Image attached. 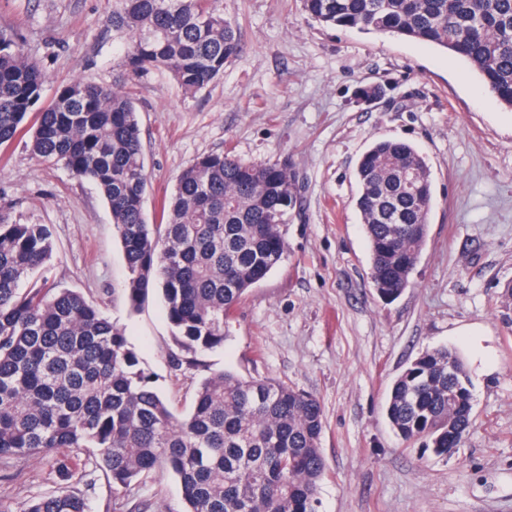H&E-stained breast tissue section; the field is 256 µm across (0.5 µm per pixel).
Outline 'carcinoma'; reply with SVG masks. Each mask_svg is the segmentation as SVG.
Returning <instances> with one entry per match:
<instances>
[{
	"mask_svg": "<svg viewBox=\"0 0 512 512\" xmlns=\"http://www.w3.org/2000/svg\"><path fill=\"white\" fill-rule=\"evenodd\" d=\"M215 0H112V29L127 36L124 66L169 71L187 93L214 83L239 49L236 21ZM325 27L388 32L451 51L512 109V0H300ZM45 75L15 35L0 30V148L28 138L38 159L98 188L127 266L129 307L159 292L178 348L224 347L248 291L288 255L296 205L288 164L260 166L224 152L198 157L163 204L144 214L149 177L138 112L122 88L75 80L39 109ZM413 176L411 185L401 173ZM355 199L378 295L411 285L428 233L431 173L409 142L382 139L360 158ZM48 224L0 210V464L52 458L64 487L23 512H88L73 483L91 448L112 484L127 488L167 469L184 512H317L325 473L324 413L313 394L229 371L206 376L191 409L176 415L122 328L83 295L43 276ZM465 368L447 349L426 350L394 381L387 418L397 435L428 437L446 456L471 425Z\"/></svg>",
	"mask_w": 512,
	"mask_h": 512,
	"instance_id": "1",
	"label": "carcinoma"
}]
</instances>
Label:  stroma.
<instances>
[{
    "mask_svg": "<svg viewBox=\"0 0 512 512\" xmlns=\"http://www.w3.org/2000/svg\"><path fill=\"white\" fill-rule=\"evenodd\" d=\"M240 49L208 88L189 95L171 74L129 75L112 32V0H0V28L46 75L42 101L74 80L128 91L139 112L150 177L149 223L198 156L287 163L298 204L288 257L252 288L223 348L202 368L172 369V328L160 294L130 312L127 269L112 214L89 183L35 158L24 142L0 149V205L22 223L50 225L47 276L80 292L122 327L156 388L189 411L208 373L270 378L316 395L324 411L326 474L318 512H512V324L499 294L512 282V109L459 56L390 33L331 29L299 0H219ZM412 143L432 176L428 236L410 287L385 300L370 279L356 168L379 139ZM446 346L463 361L472 425L453 454L403 443L386 417L389 390L422 351ZM89 512H183L179 483L155 476L113 486L80 454ZM60 485L50 459L0 470V507Z\"/></svg>",
    "mask_w": 512,
    "mask_h": 512,
    "instance_id": "35a3bbf8",
    "label": "stroma"
}]
</instances>
